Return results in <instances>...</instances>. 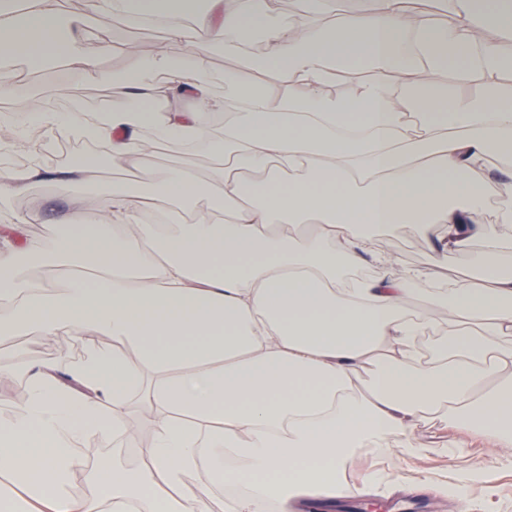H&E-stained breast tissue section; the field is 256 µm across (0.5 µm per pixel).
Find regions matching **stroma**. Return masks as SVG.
<instances>
[{
	"label": "stroma",
	"instance_id": "35a3bbf8",
	"mask_svg": "<svg viewBox=\"0 0 512 512\" xmlns=\"http://www.w3.org/2000/svg\"><path fill=\"white\" fill-rule=\"evenodd\" d=\"M102 31L107 32L118 45L112 55L100 61L102 69L113 73L125 69L122 45H137L146 55L161 49L172 53L178 50L177 45L169 43L164 30L132 28L120 16L103 22L88 21V48H95L98 34ZM24 78L30 79L35 90L45 95L47 103L53 104L58 112H66L76 106L97 112L112 106L109 85L84 79L57 67L29 77L17 66L12 72L0 74V83ZM177 162L203 174L214 164L215 158L204 148L189 153L180 146L172 145L136 169L113 170L105 156L100 159V168L102 177L124 179L134 191L147 193L164 179L167 168ZM63 206L52 185L40 184L24 193L12 195L6 182L0 180V225L15 223L17 216L28 215L27 239L35 245H44L54 238L58 226L53 218ZM435 243V234L423 230L420 225L395 224L374 233L370 253L358 263L357 268L368 272L369 276H377L382 271L377 259L384 256L407 269H425L432 263ZM405 313L409 316L430 314L434 327L424 334L423 339L433 353L446 346L448 328L455 324L456 319L449 314L446 302L434 299L428 282L416 284L413 293L407 297ZM0 349L11 352L18 366L49 361L63 368L77 361L82 353L78 343L64 336L16 337L1 343ZM442 424V419L433 414L425 415L417 422L413 435L426 448L425 453L419 456L404 454L395 435L388 440L389 452L380 453L371 447L357 449L341 467L337 477L339 484L358 485L369 494L385 492L400 496L419 491L437 497L445 512H456L455 498L445 493L442 486L454 476L473 472L477 478L467 487L470 512H512V467L505 465L512 450L490 445L458 447L453 431L443 430Z\"/></svg>",
	"mask_w": 512,
	"mask_h": 512
}]
</instances>
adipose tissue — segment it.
I'll return each mask as SVG.
<instances>
[{
  "mask_svg": "<svg viewBox=\"0 0 512 512\" xmlns=\"http://www.w3.org/2000/svg\"><path fill=\"white\" fill-rule=\"evenodd\" d=\"M328 2L299 0L286 20L279 0H206L198 12L193 0H84L67 18L61 0L0 5V58L59 66L117 99L91 123L47 111L27 83L1 84V98L30 99L19 125L102 143L116 169L184 141L217 159L202 178L172 166L149 195L101 180L90 162L6 171L9 192L88 183L101 204L65 211L46 252L23 225L0 226V339L37 332L84 347L63 372L26 366L24 395L0 422V473L22 512H213L217 484L246 488L224 512L271 501L291 512L335 486L356 448L386 452L424 412L455 420L462 438L512 447V347L500 343L512 335V184L488 174L490 152L512 159V54L498 47L512 0H435L432 12L355 0L329 25ZM116 14L164 29L181 55L130 47L125 71L107 73L111 39L91 52L82 39L88 20ZM481 18L492 35L478 42ZM248 29L262 33L267 78L225 72L229 112L212 92L209 47L238 53ZM351 71L356 90L333 92ZM491 191L494 223H473ZM392 224L438 225L450 250L483 243L455 288L435 291L468 322L432 365L414 344L432 321L404 304L436 268L383 257L357 289L339 276ZM34 263L67 288L23 279ZM140 420L153 431L142 462L89 467L79 445L131 446ZM78 472L88 478L75 494Z\"/></svg>",
  "mask_w": 512,
  "mask_h": 512,
  "instance_id": "obj_1",
  "label": "adipose tissue"
}]
</instances>
